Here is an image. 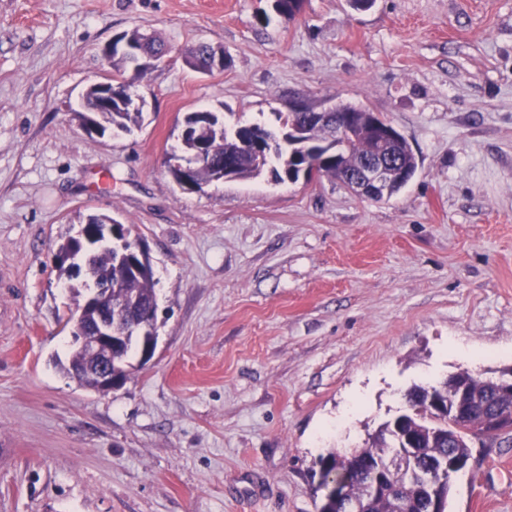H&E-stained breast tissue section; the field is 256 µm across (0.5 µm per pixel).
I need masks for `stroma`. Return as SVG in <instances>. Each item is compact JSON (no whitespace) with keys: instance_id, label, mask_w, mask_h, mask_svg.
Returning a JSON list of instances; mask_svg holds the SVG:
<instances>
[{"instance_id":"35a3bbf8","label":"stroma","mask_w":512,"mask_h":512,"mask_svg":"<svg viewBox=\"0 0 512 512\" xmlns=\"http://www.w3.org/2000/svg\"><path fill=\"white\" fill-rule=\"evenodd\" d=\"M134 28L170 49L132 84L143 120L87 134L102 49ZM198 42L228 67L192 69ZM340 101L415 152L390 201L169 171L187 112L276 131L290 104ZM90 214L133 225L158 280L155 354L107 394L62 369L55 253ZM510 365L512 0H305L291 21L270 0H0V512H319L328 449L412 386ZM451 484L449 512H512V436Z\"/></svg>"}]
</instances>
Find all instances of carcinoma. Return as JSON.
Segmentation results:
<instances>
[{"label":"carcinoma","mask_w":512,"mask_h":512,"mask_svg":"<svg viewBox=\"0 0 512 512\" xmlns=\"http://www.w3.org/2000/svg\"><path fill=\"white\" fill-rule=\"evenodd\" d=\"M302 0H273L274 12L291 20L300 12ZM124 36L139 44L141 50L152 57L167 51L164 43L142 35L133 29L124 32ZM190 65L203 70L215 51L208 45L199 43L188 49ZM130 66L127 56L112 54V82L118 85L113 92L122 101L112 100V108L101 107L95 92L84 95V108L97 116L95 124L105 132L130 131V126L139 123L142 113L136 111L130 82L125 74ZM336 111L352 115V123L358 125L353 136L344 141H336L334 130L328 126L311 128L305 142L290 146L291 136L288 128L297 119V113H287L282 122L281 137L259 124L237 125L227 129L224 117L219 112H189L183 120L182 143L185 155L175 157L178 162L193 158L203 152L206 157L196 161L190 176L191 182L202 187L215 181L218 168L229 159L235 166V178L248 179L261 174L268 168L276 182L284 177L298 174L305 165L316 166L317 178L326 177L334 181L341 179L346 170H356L368 155L372 146V135L366 131L371 124L374 112L362 106L350 104L336 105ZM391 154L400 160L405 174L391 189L390 195L398 194L415 176L418 162L413 149L403 139L391 144ZM109 220V216H96L85 222L88 227L86 239L70 236L57 248L59 254H85L95 275L97 284L103 286L112 281V312H118L127 323H135L144 330L145 337H135L130 349L140 346V341H150L158 337L157 328V281L148 248L137 252L135 243H143L138 236H132L131 228L117 224L119 238L125 240L131 249L135 265H116L115 252L107 244H98L94 236L97 226ZM471 395L484 404L495 405L506 414L512 413V397L499 393L495 381L474 375L468 371L456 373ZM448 399V380L426 387L417 386L404 394L405 416L402 428L413 433L418 454L408 466L404 476L386 482L385 491L377 496L369 494L370 476L364 469L362 459L385 460L398 452L396 438L390 431V422H385L379 432L369 437L357 448L345 451L330 449L319 460L321 467L319 486L325 487L329 479L338 476L344 478L348 492V502L357 503L360 512H394L402 503L408 512H447L451 495L450 476L444 477L438 489L440 500L433 504V496L422 480L429 471L432 462L449 455L463 461L472 458L473 448L485 447V438L481 435L482 414L476 411L466 421H460L446 411L429 410V398Z\"/></svg>","instance_id":"1"}]
</instances>
